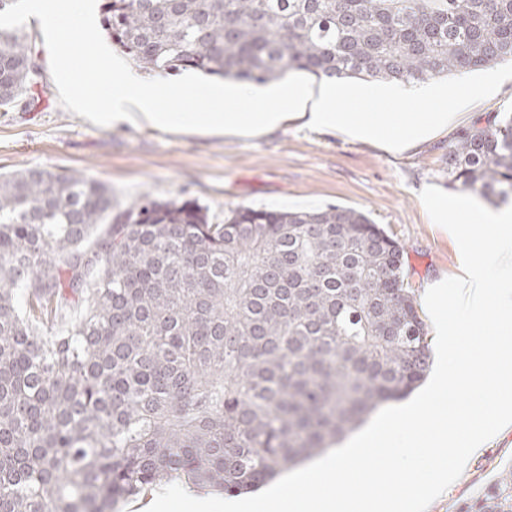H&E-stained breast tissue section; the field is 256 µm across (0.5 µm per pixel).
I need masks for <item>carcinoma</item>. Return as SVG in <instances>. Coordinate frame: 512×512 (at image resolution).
<instances>
[{
	"label": "carcinoma",
	"instance_id": "1",
	"mask_svg": "<svg viewBox=\"0 0 512 512\" xmlns=\"http://www.w3.org/2000/svg\"><path fill=\"white\" fill-rule=\"evenodd\" d=\"M102 29L144 69L247 83L417 84L512 60V0H105ZM39 70L0 29V106ZM448 175L512 201V113L458 132ZM115 208L78 172L0 175V512H113L168 477L248 493L424 380L403 249L365 214ZM473 512H512V469Z\"/></svg>",
	"mask_w": 512,
	"mask_h": 512
}]
</instances>
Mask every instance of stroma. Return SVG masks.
Instances as JSON below:
<instances>
[{
    "mask_svg": "<svg viewBox=\"0 0 512 512\" xmlns=\"http://www.w3.org/2000/svg\"><path fill=\"white\" fill-rule=\"evenodd\" d=\"M22 32L39 56L42 93L0 109V175L29 168L79 171L111 187L120 206L145 195L192 198L216 223L242 206L347 207L400 243L404 281L415 295L435 280L460 275L454 239L431 224L419 194L429 185L462 192L448 175V144L478 117L512 109V80L456 116L447 131L396 155L368 142L309 131L297 120L255 138L188 135L148 125L99 127L60 105L39 20L29 18ZM511 467L512 427L473 458L428 512H459Z\"/></svg>",
    "mask_w": 512,
    "mask_h": 512,
    "instance_id": "stroma-1",
    "label": "stroma"
}]
</instances>
